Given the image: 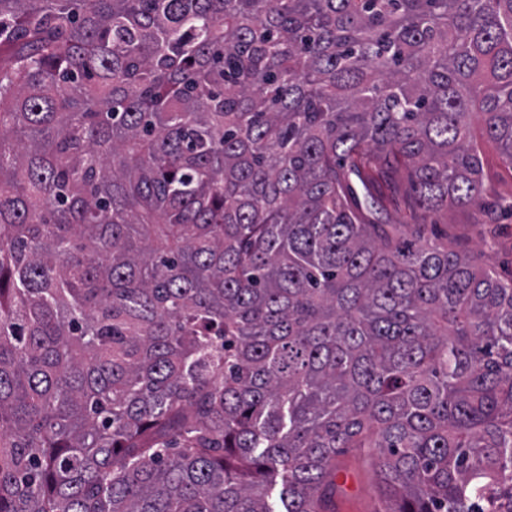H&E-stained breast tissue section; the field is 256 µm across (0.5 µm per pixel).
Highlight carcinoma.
<instances>
[{
    "label": "carcinoma",
    "mask_w": 512,
    "mask_h": 512,
    "mask_svg": "<svg viewBox=\"0 0 512 512\" xmlns=\"http://www.w3.org/2000/svg\"><path fill=\"white\" fill-rule=\"evenodd\" d=\"M512 166V0H0V512H512V281L401 237ZM381 191L386 196L391 224L409 221L410 189L407 180L402 178L393 188L383 186ZM371 448H343L336 456L335 512H384L379 468Z\"/></svg>",
    "instance_id": "1"
}]
</instances>
